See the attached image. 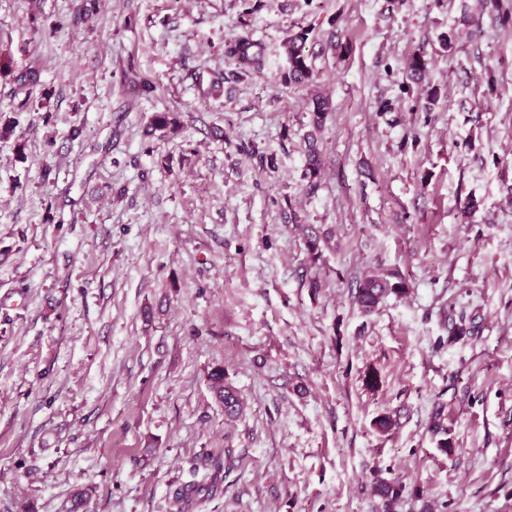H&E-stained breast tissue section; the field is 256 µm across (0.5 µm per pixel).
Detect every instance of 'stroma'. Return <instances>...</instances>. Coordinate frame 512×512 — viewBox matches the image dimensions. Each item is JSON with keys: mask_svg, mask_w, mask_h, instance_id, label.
<instances>
[{"mask_svg": "<svg viewBox=\"0 0 512 512\" xmlns=\"http://www.w3.org/2000/svg\"><path fill=\"white\" fill-rule=\"evenodd\" d=\"M79 2L0 0V52L41 70L23 112L0 74V512H175L224 457L193 512H384L380 480L393 512H512V28L480 0H95L74 29ZM244 32L261 70L225 56ZM156 112L180 131L145 139ZM374 270L407 293L367 315ZM298 27L299 31L289 36L284 44L289 68L282 77L284 84L296 86L311 82L314 76L312 67L303 52V45L307 42L310 32L306 27ZM308 136V145L306 149V157H307V165L305 169V174L309 178L308 186L309 189H314L317 187L318 178L323 169V161L317 151V148L314 144V138L312 134ZM311 139V141H310ZM210 388L216 400L224 405V414L234 417L241 413L244 401L239 392L224 382L223 368H214L209 374ZM212 490V486L196 482H189L182 485L174 492L176 501L186 508L198 504L207 498Z\"/></svg>", "mask_w": 512, "mask_h": 512, "instance_id": "obj_1", "label": "stroma"}]
</instances>
